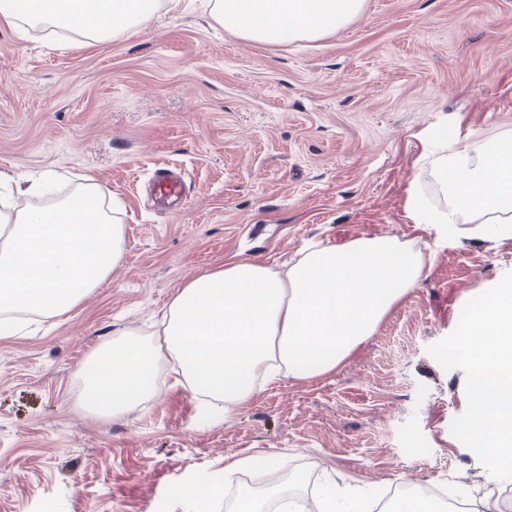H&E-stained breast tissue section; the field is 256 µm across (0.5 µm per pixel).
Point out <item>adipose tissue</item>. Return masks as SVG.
Segmentation results:
<instances>
[{"label":"adipose tissue","mask_w":512,"mask_h":512,"mask_svg":"<svg viewBox=\"0 0 512 512\" xmlns=\"http://www.w3.org/2000/svg\"><path fill=\"white\" fill-rule=\"evenodd\" d=\"M365 0H213L215 21L239 37L279 42L333 32L360 15ZM156 0H0V26L43 24L92 40L138 30ZM419 157L407 217L457 235L465 224L512 225V131L469 141L439 128ZM84 178L63 201L0 204V321L53 318L105 280L123 254L119 217ZM432 254L390 236L313 248L283 268L241 261L191 277L173 297L162 342L118 340L83 368L82 406L124 416L154 393L164 363L209 409L226 415L280 373L309 379L333 372L409 288Z\"/></svg>","instance_id":"adipose-tissue-1"}]
</instances>
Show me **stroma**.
<instances>
[{
  "mask_svg": "<svg viewBox=\"0 0 512 512\" xmlns=\"http://www.w3.org/2000/svg\"><path fill=\"white\" fill-rule=\"evenodd\" d=\"M207 3L161 0L136 32L95 43L0 26V173L50 176L19 199L36 207L92 177L124 226L99 288L0 335V512H164L170 486L243 458L269 478L289 469L317 504L403 484L512 503V481L450 432L464 372L426 352L512 272V236L451 239L406 212L437 127L512 130V0H366L343 28L290 43L242 40ZM160 164L190 187L181 210L145 197ZM375 236L433 264L334 372L281 376L226 418L166 369L122 418L82 411L88 357L122 334L148 338L190 277Z\"/></svg>",
  "mask_w": 512,
  "mask_h": 512,
  "instance_id": "obj_1",
  "label": "stroma"
}]
</instances>
